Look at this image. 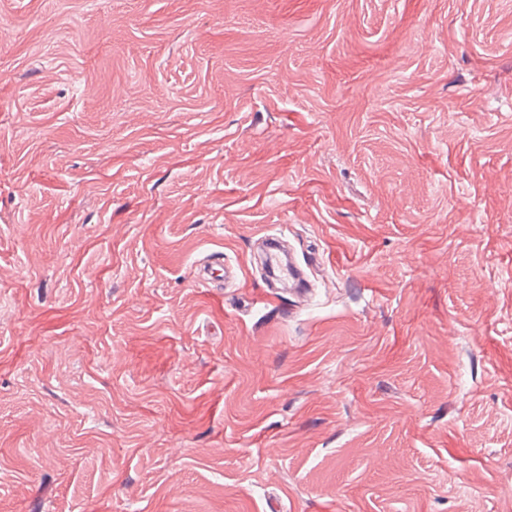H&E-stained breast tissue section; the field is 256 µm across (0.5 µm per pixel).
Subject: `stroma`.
<instances>
[{
  "mask_svg": "<svg viewBox=\"0 0 512 512\" xmlns=\"http://www.w3.org/2000/svg\"><path fill=\"white\" fill-rule=\"evenodd\" d=\"M277 503L512 512V0H0V512Z\"/></svg>",
  "mask_w": 512,
  "mask_h": 512,
  "instance_id": "1",
  "label": "stroma"
}]
</instances>
